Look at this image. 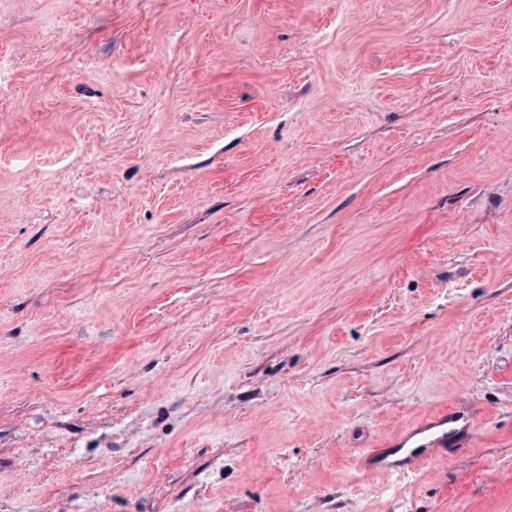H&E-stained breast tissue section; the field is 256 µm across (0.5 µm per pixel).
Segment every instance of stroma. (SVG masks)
<instances>
[{
	"mask_svg": "<svg viewBox=\"0 0 512 512\" xmlns=\"http://www.w3.org/2000/svg\"><path fill=\"white\" fill-rule=\"evenodd\" d=\"M0 512H512V0H0ZM465 420L466 418L455 413L443 414L438 419L425 422L417 428L419 433L426 434L429 439V448H425L424 451L420 452L417 448L405 447L408 438H404L402 441L395 443L393 448H380L377 451L373 449L364 452L361 456V462L369 470L380 472L386 476L396 474L406 476L426 462L431 450H445L448 436L455 431L454 426ZM439 427L441 429L436 430ZM391 458L395 459L391 460Z\"/></svg>",
	"mask_w": 512,
	"mask_h": 512,
	"instance_id": "obj_1",
	"label": "stroma"
}]
</instances>
